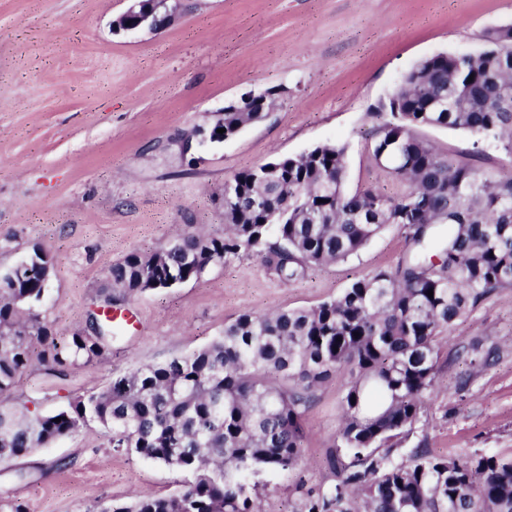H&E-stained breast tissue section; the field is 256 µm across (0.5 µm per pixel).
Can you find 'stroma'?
I'll use <instances>...</instances> for the list:
<instances>
[{"instance_id": "35a3bbf8", "label": "stroma", "mask_w": 512, "mask_h": 512, "mask_svg": "<svg viewBox=\"0 0 512 512\" xmlns=\"http://www.w3.org/2000/svg\"><path fill=\"white\" fill-rule=\"evenodd\" d=\"M128 0H0V270L41 248L53 260L41 306L58 339L111 300L130 313L101 359L49 382L18 375L10 406L49 414L137 367L192 353L244 313L310 308L355 280L397 270L410 251L388 225L357 254L286 281L272 258L242 254L177 287L134 296L107 288L114 263L163 247L177 231L224 233V182L326 143L346 148L345 187L397 196L373 161L370 133L420 60L473 53L512 24V0H169L164 27L116 31ZM280 88L236 136L209 134L225 106ZM453 161L496 178L512 159L493 142L420 127ZM347 373L316 391L297 469L252 475L263 512H293L298 484H331ZM406 448L512 454V288L456 321L435 387ZM176 469L112 447L91 424L0 462V501L28 512H94L180 489Z\"/></svg>"}]
</instances>
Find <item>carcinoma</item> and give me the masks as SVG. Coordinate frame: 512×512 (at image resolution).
I'll list each match as a JSON object with an SVG mask.
<instances>
[{
	"mask_svg": "<svg viewBox=\"0 0 512 512\" xmlns=\"http://www.w3.org/2000/svg\"><path fill=\"white\" fill-rule=\"evenodd\" d=\"M441 95L448 111L435 112ZM389 108L371 153L403 184L397 196L347 191L346 147L319 145L226 180L233 202H224V236L184 233L155 252L134 251L107 282L133 295L169 266L189 280L242 252L273 254L290 280L307 265L357 254L389 224L412 244L396 272L378 270L312 308L242 314L208 345L145 364L64 410L0 407V461L98 423L112 430L113 448L190 477L178 493L110 512H261L248 475L298 465L316 389L347 369L345 459L329 455L334 483L300 490L296 512H512V455L401 452L434 387L441 341L482 298L512 288V177L451 162L415 130H458L512 156V25L492 28L475 55L437 56L410 72ZM251 118L224 107V135ZM272 164L276 179L260 180ZM47 289L13 267L0 272L1 396L31 366L35 342L41 370L59 379L110 346L112 316L98 311L57 341L40 311Z\"/></svg>",
	"mask_w": 512,
	"mask_h": 512,
	"instance_id": "1",
	"label": "carcinoma"
}]
</instances>
